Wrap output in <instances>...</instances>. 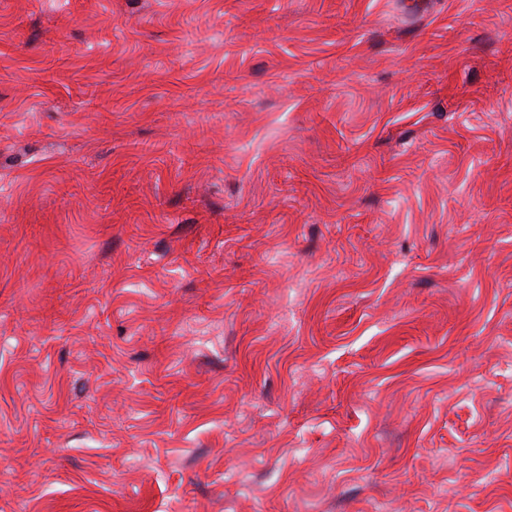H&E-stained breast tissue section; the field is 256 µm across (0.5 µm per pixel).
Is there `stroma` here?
I'll return each instance as SVG.
<instances>
[{
	"label": "stroma",
	"instance_id": "obj_1",
	"mask_svg": "<svg viewBox=\"0 0 512 512\" xmlns=\"http://www.w3.org/2000/svg\"><path fill=\"white\" fill-rule=\"evenodd\" d=\"M0 512H512V0H0Z\"/></svg>",
	"mask_w": 512,
	"mask_h": 512
}]
</instances>
